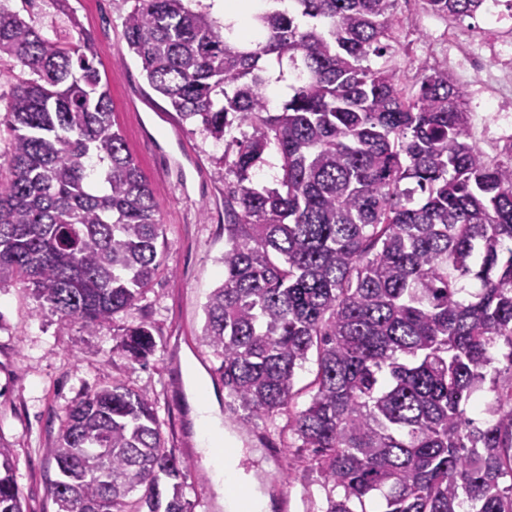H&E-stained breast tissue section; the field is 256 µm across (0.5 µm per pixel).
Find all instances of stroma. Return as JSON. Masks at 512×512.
<instances>
[{
	"mask_svg": "<svg viewBox=\"0 0 512 512\" xmlns=\"http://www.w3.org/2000/svg\"><path fill=\"white\" fill-rule=\"evenodd\" d=\"M1 1L49 38H91L95 64L110 88L115 127L160 204L168 241L152 286L135 308L116 317L120 326H152L157 347L144 367L114 352L112 329L88 335L80 325L61 322L30 291L0 288V441L13 450L25 512H57L47 493L56 476L47 450L63 411L86 391L112 382L154 396L166 447L191 464L184 487L191 512H224L193 428L195 374L216 399L241 469L268 497L270 512H313L322 491L307 453L291 446L286 416L242 427L223 383L211 373L214 358L200 336L208 296L224 280V193L235 178L217 164L213 140L151 89L140 59L128 51L123 19L132 0ZM397 15L401 24L392 49L371 57L370 66L391 69L409 89L422 63L448 69L464 92L473 141L489 159L505 160L512 89L503 90L497 60L476 73L464 55L486 53L492 39L512 53V18L492 27L482 15L454 20L432 14L425 0H399Z\"/></svg>",
	"mask_w": 512,
	"mask_h": 512,
	"instance_id": "stroma-1",
	"label": "stroma"
}]
</instances>
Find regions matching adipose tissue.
<instances>
[{
  "instance_id": "adipose-tissue-1",
  "label": "adipose tissue",
  "mask_w": 512,
  "mask_h": 512,
  "mask_svg": "<svg viewBox=\"0 0 512 512\" xmlns=\"http://www.w3.org/2000/svg\"><path fill=\"white\" fill-rule=\"evenodd\" d=\"M197 425L203 456L207 462L214 464L217 470L215 481L224 488L225 512H269L267 498L258 494L240 495L239 489L244 477L238 469L236 456L225 450L228 439L207 400L198 402Z\"/></svg>"
}]
</instances>
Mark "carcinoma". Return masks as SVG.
<instances>
[{
    "label": "carcinoma",
    "mask_w": 512,
    "mask_h": 512,
    "mask_svg": "<svg viewBox=\"0 0 512 512\" xmlns=\"http://www.w3.org/2000/svg\"><path fill=\"white\" fill-rule=\"evenodd\" d=\"M192 2L134 0L123 37L182 120L232 150L224 282L200 340L241 424L288 414L318 512H512V157L471 141L448 70L423 62L410 93L363 65L389 49L398 0H269L247 43ZM425 2L454 18L489 9ZM95 59L90 38L64 46L0 6V60L30 74L5 114L0 285L91 334L136 306L165 249ZM273 82L288 89L275 112ZM272 144L282 175L257 187ZM117 336L133 363L155 352L144 322ZM313 350L309 401L292 411ZM48 455L58 512H187L190 463L165 448L147 391L85 392ZM12 458L0 442V512H24Z\"/></svg>",
    "instance_id": "1"
}]
</instances>
